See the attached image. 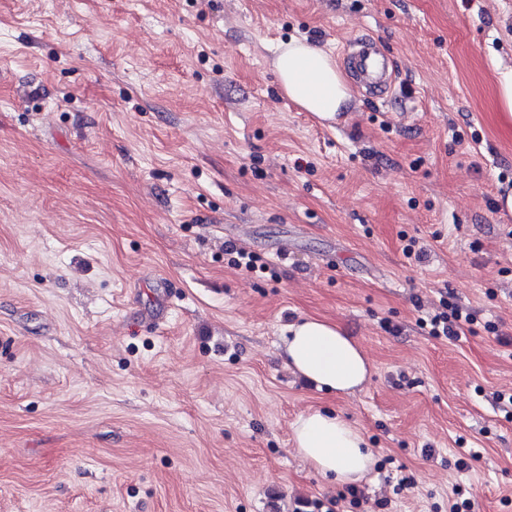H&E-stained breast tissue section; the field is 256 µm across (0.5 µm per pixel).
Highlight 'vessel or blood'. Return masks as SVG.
<instances>
[{
  "instance_id": "b4317fda",
  "label": "vessel or blood",
  "mask_w": 512,
  "mask_h": 512,
  "mask_svg": "<svg viewBox=\"0 0 512 512\" xmlns=\"http://www.w3.org/2000/svg\"><path fill=\"white\" fill-rule=\"evenodd\" d=\"M346 57L369 95L381 99L392 94L397 83L396 71L370 36L355 39Z\"/></svg>"
}]
</instances>
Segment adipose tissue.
Returning <instances> with one entry per match:
<instances>
[{
	"instance_id": "ef3b65f1",
	"label": "adipose tissue",
	"mask_w": 512,
	"mask_h": 512,
	"mask_svg": "<svg viewBox=\"0 0 512 512\" xmlns=\"http://www.w3.org/2000/svg\"><path fill=\"white\" fill-rule=\"evenodd\" d=\"M273 66L284 94L319 119H334L352 99L335 58L307 42L278 45ZM282 355L294 372L330 393H352L371 374V362L359 343L339 325L319 318L288 325ZM292 430L297 454L329 483H359L376 462L364 433L335 412L302 414Z\"/></svg>"
}]
</instances>
